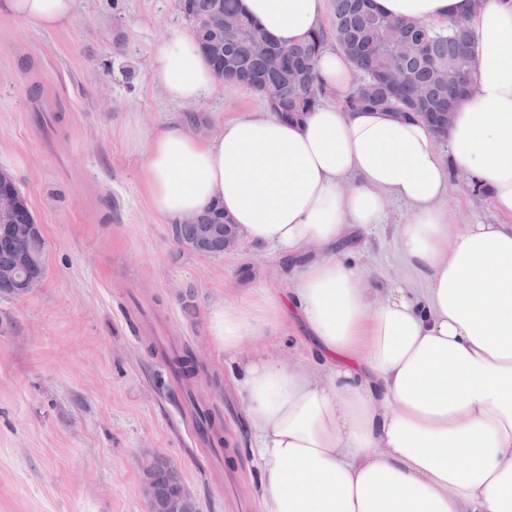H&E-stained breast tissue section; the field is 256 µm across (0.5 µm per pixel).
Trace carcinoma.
I'll return each mask as SVG.
<instances>
[{
  "label": "carcinoma",
  "instance_id": "cac0c4a2",
  "mask_svg": "<svg viewBox=\"0 0 512 512\" xmlns=\"http://www.w3.org/2000/svg\"><path fill=\"white\" fill-rule=\"evenodd\" d=\"M181 8L215 75L261 98L268 86H275L277 99L272 110L289 121L304 118L319 104L321 90L315 62L329 35L360 76V83L344 102L345 110L372 108L363 102L361 94L362 85L368 83L375 101L383 104V111L396 112L402 119L410 115L418 118L440 142L448 128V114L467 94L466 84L474 82V50L464 18H456L444 27H431L388 16L375 8L373 0H333L331 33L322 30L288 46L274 41L272 54L262 56L253 45L266 38L267 33L242 13L239 0H182ZM215 13L239 19L241 32L223 37L201 26V21ZM396 69L403 72L404 80L393 83L390 75ZM173 236L181 248L206 255L231 251L240 238L236 226L215 209L198 214L191 223L175 225ZM21 247L37 259L24 274L44 277V237H29ZM187 402L209 443L223 446L224 436L214 413L190 395ZM147 482L149 508L161 509L164 503L184 497L185 512H196V504L174 464L158 466Z\"/></svg>",
  "mask_w": 512,
  "mask_h": 512
}]
</instances>
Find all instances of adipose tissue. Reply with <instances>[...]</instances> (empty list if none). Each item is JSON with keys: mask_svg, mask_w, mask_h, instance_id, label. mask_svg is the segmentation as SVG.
Instances as JSON below:
<instances>
[{"mask_svg": "<svg viewBox=\"0 0 512 512\" xmlns=\"http://www.w3.org/2000/svg\"><path fill=\"white\" fill-rule=\"evenodd\" d=\"M275 41L320 29L325 0H239ZM426 24L467 19L475 89L448 125L447 156L422 122L320 104L304 120L245 112L203 135L174 116L150 133L140 179L154 210L179 224L218 206L249 242L304 260L281 300L220 304L216 347L237 358L232 382L253 430L263 512H512V0H375ZM75 0H0V14L52 31ZM152 70L169 100L192 105L218 79L193 35L156 42ZM315 73L347 99L351 67L324 46ZM487 193L494 223L455 224L441 204L448 169ZM350 189H343L345 179ZM425 294L401 280L368 287L353 258L390 200ZM300 326L316 372L242 356L281 322Z\"/></svg>", "mask_w": 512, "mask_h": 512, "instance_id": "ef3b65f1", "label": "adipose tissue"}]
</instances>
